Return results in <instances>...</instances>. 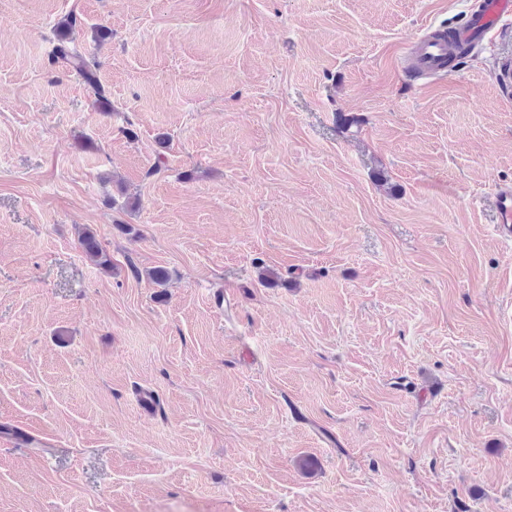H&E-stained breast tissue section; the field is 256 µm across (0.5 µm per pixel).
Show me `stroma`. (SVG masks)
Listing matches in <instances>:
<instances>
[{
	"label": "stroma",
	"instance_id": "35a3bbf8",
	"mask_svg": "<svg viewBox=\"0 0 512 512\" xmlns=\"http://www.w3.org/2000/svg\"><path fill=\"white\" fill-rule=\"evenodd\" d=\"M481 3L0 0V512H512V25L403 72ZM77 19L73 15L60 20L56 24L57 44L54 46V60H61L68 64L92 90L96 97L97 108L100 111L108 112L112 104L106 94V90L98 77L99 63L95 58L91 59L82 54L74 45L73 31ZM493 199L497 212V232L503 237L512 238V185H496ZM80 234V245L86 257L101 269L109 270L112 267V260L101 247L93 232L89 228H84Z\"/></svg>",
	"mask_w": 512,
	"mask_h": 512
}]
</instances>
